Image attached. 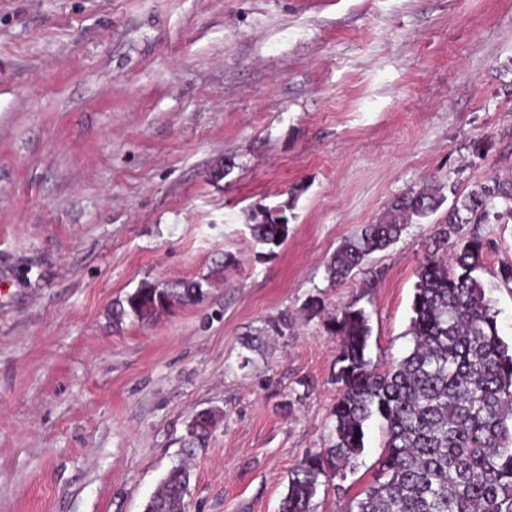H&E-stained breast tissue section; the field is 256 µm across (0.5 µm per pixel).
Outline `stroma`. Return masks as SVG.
Here are the masks:
<instances>
[{
  "mask_svg": "<svg viewBox=\"0 0 512 512\" xmlns=\"http://www.w3.org/2000/svg\"><path fill=\"white\" fill-rule=\"evenodd\" d=\"M493 178L512 180V0H0V512H144L209 408L187 512H278L329 445L324 316L365 308L372 363L403 357L447 211L343 282L327 259L408 190ZM288 201L261 255L250 213ZM462 231L512 345V219ZM204 275L202 302L113 323L141 283ZM283 312L288 336L242 347ZM384 441L371 420L347 495L320 487L314 512L372 481ZM216 412L213 410L196 414L187 424L183 450L186 456H193L197 448H202L216 426Z\"/></svg>",
  "mask_w": 512,
  "mask_h": 512,
  "instance_id": "obj_1",
  "label": "stroma"
}]
</instances>
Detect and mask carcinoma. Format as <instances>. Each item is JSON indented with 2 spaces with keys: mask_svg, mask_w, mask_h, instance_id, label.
<instances>
[{
  "mask_svg": "<svg viewBox=\"0 0 512 512\" xmlns=\"http://www.w3.org/2000/svg\"><path fill=\"white\" fill-rule=\"evenodd\" d=\"M446 201L442 188L425 187L396 197L387 218L365 224L329 258L328 279L344 280L374 252L400 240L411 224ZM284 206L252 212L253 239L272 255L288 238ZM512 219V181L494 180L456 197L444 223L434 227V250L417 272L406 356L380 370L367 358L370 316L348 304L324 322L338 338L334 382L340 397L332 410L329 447L306 455L288 477L280 512H313L320 478L344 477L364 451L365 427L384 424L386 440L376 478L351 498L346 512H512V346L499 335L493 299L478 275L483 240L461 233L464 224ZM204 296L199 280L144 283L112 307V320L149 323L177 299ZM282 313L265 331L288 335ZM216 426V412L187 424L185 455L202 448ZM190 471L173 466L144 512H185Z\"/></svg>",
  "mask_w": 512,
  "mask_h": 512,
  "instance_id": "carcinoma-1",
  "label": "carcinoma"
}]
</instances>
